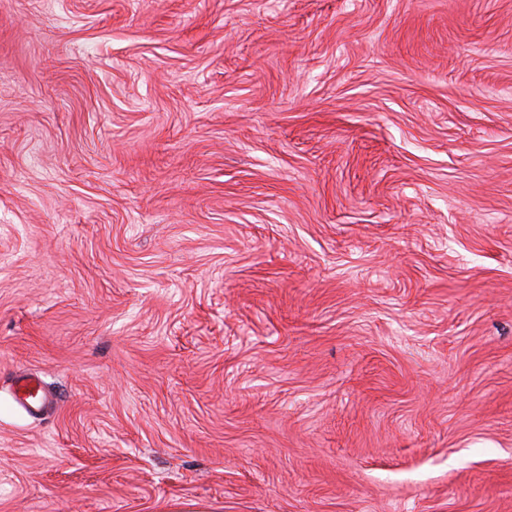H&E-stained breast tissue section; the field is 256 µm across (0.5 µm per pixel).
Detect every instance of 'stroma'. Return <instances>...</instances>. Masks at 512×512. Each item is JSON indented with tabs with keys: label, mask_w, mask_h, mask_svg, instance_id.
Here are the masks:
<instances>
[{
	"label": "stroma",
	"mask_w": 512,
	"mask_h": 512,
	"mask_svg": "<svg viewBox=\"0 0 512 512\" xmlns=\"http://www.w3.org/2000/svg\"><path fill=\"white\" fill-rule=\"evenodd\" d=\"M175 506L512 512V0H0V512ZM41 385L35 379H23L19 382L18 394L21 405L28 411H40L46 405V397L40 396Z\"/></svg>",
	"instance_id": "stroma-1"
}]
</instances>
